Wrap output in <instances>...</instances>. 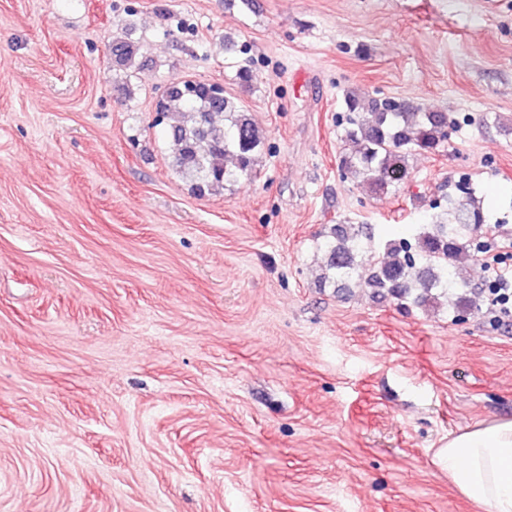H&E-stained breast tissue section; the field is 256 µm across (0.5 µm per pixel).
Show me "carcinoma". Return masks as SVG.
<instances>
[{
    "mask_svg": "<svg viewBox=\"0 0 512 512\" xmlns=\"http://www.w3.org/2000/svg\"><path fill=\"white\" fill-rule=\"evenodd\" d=\"M138 51L120 37L112 40V57L120 65L131 64ZM345 103L339 166L376 195L387 194L407 179L414 154L445 149L447 130L455 127L446 112H429L395 99L366 100L358 90L347 91ZM172 112L177 120L167 131L170 166L198 195L214 194L254 176L265 137L223 88L196 80L172 82L157 101V113L166 118ZM434 208L437 212L415 243H389L381 260L364 225H332L323 233L322 282L339 291L367 288L403 305H437L443 299L456 316L478 308L484 288L471 283L457 258L471 248L485 224L480 201L450 195L447 205Z\"/></svg>",
    "mask_w": 512,
    "mask_h": 512,
    "instance_id": "carcinoma-1",
    "label": "carcinoma"
}]
</instances>
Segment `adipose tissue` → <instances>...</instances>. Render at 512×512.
Masks as SVG:
<instances>
[{
    "label": "adipose tissue",
    "mask_w": 512,
    "mask_h": 512,
    "mask_svg": "<svg viewBox=\"0 0 512 512\" xmlns=\"http://www.w3.org/2000/svg\"><path fill=\"white\" fill-rule=\"evenodd\" d=\"M435 463L466 499L512 512V420H492L449 437Z\"/></svg>",
    "instance_id": "1"
}]
</instances>
